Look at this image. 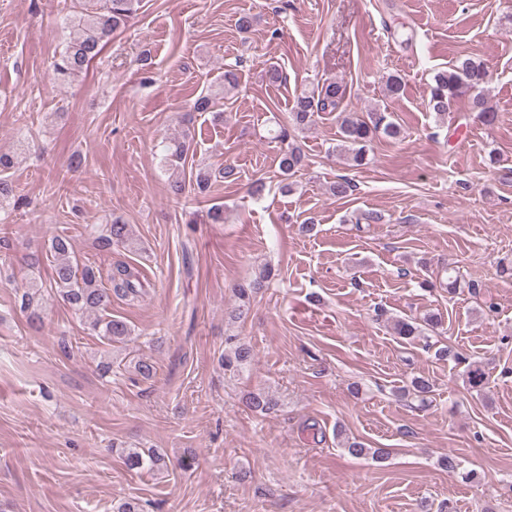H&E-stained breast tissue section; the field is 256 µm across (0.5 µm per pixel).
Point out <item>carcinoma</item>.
<instances>
[{
    "instance_id": "cac0c4a2",
    "label": "carcinoma",
    "mask_w": 512,
    "mask_h": 512,
    "mask_svg": "<svg viewBox=\"0 0 512 512\" xmlns=\"http://www.w3.org/2000/svg\"><path fill=\"white\" fill-rule=\"evenodd\" d=\"M134 12V0H101L98 5L86 4L82 7L72 36L66 42L59 57L54 63V73L61 82H66L81 73L97 58L102 49L103 41L112 34L122 23L126 22ZM489 80V71L484 62L471 57L457 60L450 68L440 70L434 75L431 86L429 109L439 115L448 112V106L457 99L467 96L470 107L477 112L482 122L490 126L494 124L497 114L489 106L483 93V88ZM346 88L336 81H326L311 91H304L296 96L290 111L292 126L303 130L314 121L318 112H335L339 125L341 141L347 147V159L352 166L365 164L366 147L376 135L382 133L391 139L400 137L401 129L391 120L389 113L372 110L368 117L363 118L356 112H350L343 107ZM188 152L186 141H176L166 148L165 163L173 169L170 188L177 198L185 192V177L178 173L179 164ZM303 158L298 148L288 145L283 150L279 167L285 174L292 175L302 166ZM13 167V159L6 154H0V210L10 204L12 184L9 180V170ZM354 183L351 179L340 176L330 185V195L345 198L353 192ZM104 234L100 241L105 246L132 244L128 225L114 220L102 228ZM53 264L52 283L50 290L62 298L74 311L80 314H91L105 310L116 297L133 302L141 297L142 288L137 271L124 262L112 266L107 274L109 287L99 284L100 275L89 267L78 268V263L70 250L68 239L62 236L54 237L51 245ZM273 271L265 268L249 286L238 288L239 299L242 303L249 302L253 289L262 287V283L271 278ZM91 329L97 336L107 341V344L121 342L131 335L127 323L96 316L91 321ZM394 332L398 336L410 339L421 335L422 328L418 323L405 319L394 322ZM253 353L249 345L238 343L221 354L219 365L226 372L238 373L252 361ZM248 405L255 412H266L274 403L264 391L249 393ZM348 454L357 457H369L375 460L384 458L386 451L382 448H367L359 441L344 443ZM122 455L131 468H156L166 466L165 456L155 448H124Z\"/></svg>"
}]
</instances>
